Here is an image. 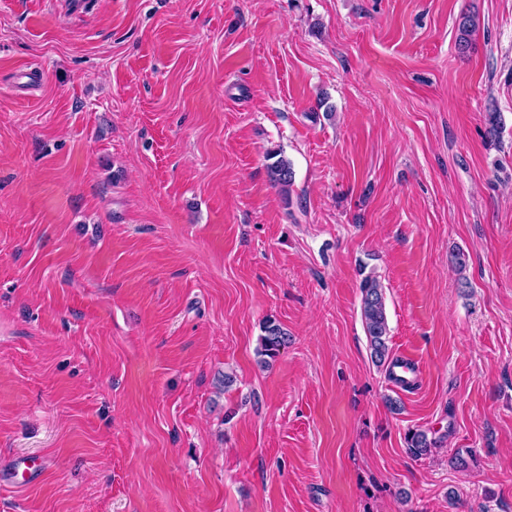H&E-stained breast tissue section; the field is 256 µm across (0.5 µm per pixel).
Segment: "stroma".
<instances>
[{
  "label": "stroma",
  "mask_w": 512,
  "mask_h": 512,
  "mask_svg": "<svg viewBox=\"0 0 512 512\" xmlns=\"http://www.w3.org/2000/svg\"><path fill=\"white\" fill-rule=\"evenodd\" d=\"M20 460L0 512H512V0H0ZM269 160L275 159L268 165V174L271 182L281 192L287 193L290 191L294 181V171L290 160L281 156L279 151L270 152ZM361 317L369 341L372 361L378 367H388L389 375L395 365L388 346L389 327L386 316L383 286L373 272L360 283ZM262 329L264 335L260 336V348L257 353L262 357L261 362L268 364V359H274L288 344V332L272 319L265 321ZM437 443L438 441L429 438L425 431H415L407 438V449L412 457L420 459L429 456Z\"/></svg>",
  "instance_id": "35a3bbf8"
}]
</instances>
